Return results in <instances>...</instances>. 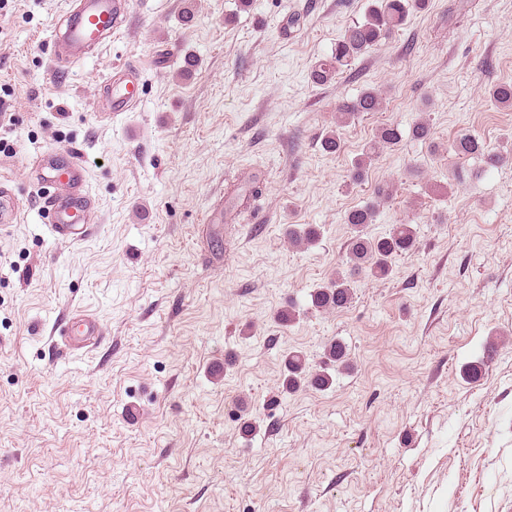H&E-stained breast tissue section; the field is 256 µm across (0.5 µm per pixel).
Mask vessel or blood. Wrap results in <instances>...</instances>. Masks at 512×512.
Listing matches in <instances>:
<instances>
[{
	"label": "vessel or blood",
	"instance_id": "1",
	"mask_svg": "<svg viewBox=\"0 0 512 512\" xmlns=\"http://www.w3.org/2000/svg\"><path fill=\"white\" fill-rule=\"evenodd\" d=\"M128 15L129 0H78L77 5L69 7L64 14L65 30L54 31L47 46L52 71H59L65 63L83 62L90 48L110 41L121 30ZM122 70V78L111 75L103 82L108 113L114 117L132 110L140 98L137 66L129 63L123 65ZM39 176L54 188L46 198L53 238L63 244L83 240L94 208V202L85 190V165L65 149L42 167ZM18 219L19 205L15 194L12 188L0 183V223L14 224ZM100 334L99 322L87 315L77 316L58 329L59 337L77 349L95 342Z\"/></svg>",
	"mask_w": 512,
	"mask_h": 512
}]
</instances>
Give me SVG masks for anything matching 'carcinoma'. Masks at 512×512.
<instances>
[{"label":"carcinoma","mask_w":512,"mask_h":512,"mask_svg":"<svg viewBox=\"0 0 512 512\" xmlns=\"http://www.w3.org/2000/svg\"><path fill=\"white\" fill-rule=\"evenodd\" d=\"M418 4V0H377L369 16L362 22L350 25L342 37L336 42L331 57L322 60L311 70V82L322 85L330 81L341 68L347 67L355 58L365 54L391 33L400 27L409 9ZM491 97L501 106L512 107V84H499L492 88ZM380 110V98L372 90L364 92L354 102L341 108L342 114L353 118L364 112ZM402 139V131L395 125L386 124L379 129L377 139L365 150L368 157L380 154L385 148L398 144ZM452 150L461 157L481 155L487 164L494 165L499 157L490 153L478 137L470 132L459 133L452 143ZM375 216V205L370 204L349 211L345 223L349 224L352 236L349 244L348 257L356 268H364L376 279H385L391 275L392 262L395 257L410 252L415 242V228L411 224H395L389 232L379 237H369L364 233L366 225L372 223ZM315 228L306 227L302 230L288 228V241L291 243L315 242ZM353 289L346 279L338 277L326 287L311 294V305L317 309H342L351 303ZM323 366L312 375L308 374V362L302 352L290 350L284 357V370L281 382L282 391L292 393L301 384L307 382L311 386L324 389L333 382L330 369L340 368L346 364L345 348L333 342L324 352Z\"/></svg>","instance_id":"carcinoma-1"}]
</instances>
